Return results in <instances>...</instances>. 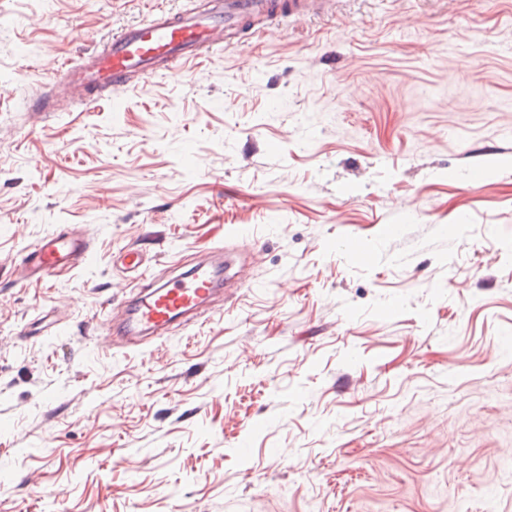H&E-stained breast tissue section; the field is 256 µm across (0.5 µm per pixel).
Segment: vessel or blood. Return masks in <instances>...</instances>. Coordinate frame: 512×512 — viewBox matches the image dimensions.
Here are the masks:
<instances>
[{
	"mask_svg": "<svg viewBox=\"0 0 512 512\" xmlns=\"http://www.w3.org/2000/svg\"><path fill=\"white\" fill-rule=\"evenodd\" d=\"M331 0H208L204 8L154 15L113 35L106 44L55 75L54 86L79 100L104 89L121 91L167 70L188 65L205 54L228 47L256 20L274 24L287 16L305 19L322 13ZM91 252L79 234L56 233L30 247L24 256L29 276L53 275L84 263ZM223 274L213 262L197 263L187 273L163 284L144 283L131 289L123 314L112 332L121 346L136 348L150 334H162L183 320L206 314L219 295Z\"/></svg>",
	"mask_w": 512,
	"mask_h": 512,
	"instance_id": "1",
	"label": "vessel or blood"
}]
</instances>
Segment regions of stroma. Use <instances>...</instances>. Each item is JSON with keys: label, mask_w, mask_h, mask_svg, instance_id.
Returning <instances> with one entry per match:
<instances>
[{"label": "stroma", "mask_w": 512, "mask_h": 512, "mask_svg": "<svg viewBox=\"0 0 512 512\" xmlns=\"http://www.w3.org/2000/svg\"><path fill=\"white\" fill-rule=\"evenodd\" d=\"M205 2L0 0V512H512V0H339L51 99ZM129 247L226 248L223 309L111 344ZM91 252L80 234H51L30 247L23 262L29 277L52 276L58 270H73L84 263Z\"/></svg>", "instance_id": "obj_1"}]
</instances>
